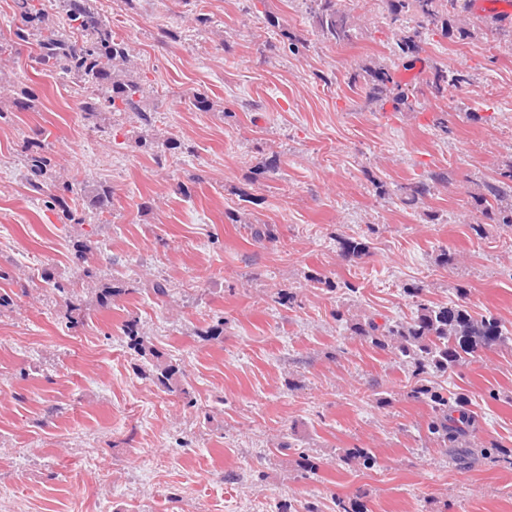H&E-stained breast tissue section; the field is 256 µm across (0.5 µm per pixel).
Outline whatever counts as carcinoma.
Listing matches in <instances>:
<instances>
[{"instance_id":"carcinoma-1","label":"carcinoma","mask_w":512,"mask_h":512,"mask_svg":"<svg viewBox=\"0 0 512 512\" xmlns=\"http://www.w3.org/2000/svg\"><path fill=\"white\" fill-rule=\"evenodd\" d=\"M47 0H13L18 21L9 36L0 33V56L19 52L20 46L35 42V68L72 79L83 88H93L98 94L82 97L78 103L81 116L96 126L108 112H132L144 127H152L154 113L140 106L142 93L134 78L130 45L112 31V22L96 10L93 0H53L56 8L69 22L73 40L65 36L52 22ZM386 25L392 36V56L389 64L371 62L354 75L352 82L364 79L368 102L386 100L394 112H413L420 98L436 101L445 99L448 88L462 87L470 75L444 66L430 67V75L416 88L394 77L393 68L406 66L417 57L420 44L427 34L465 40L478 31L491 33L497 39L512 44V21L505 15H495L477 24L471 19L473 0H383ZM306 11L326 39L337 45L353 42L360 28V17L343 5V0H305ZM138 147L155 158L164 156L181 144L166 139L162 142L142 137ZM26 183L29 191L43 197L45 207L57 212L64 224H83L90 214L102 216L112 207V189L103 185H87L75 190L77 182L53 175L54 165L45 146L29 143L25 154ZM448 183L444 172H431L399 187L403 205L419 207L438 187ZM80 195L81 204L74 205ZM476 209L492 224L512 229V162L501 169L499 176L478 185L473 195ZM340 257L345 261L358 259L369 252V243L339 236L336 238ZM425 285L410 284L403 292L415 300V311L406 319H383L367 315L349 324V330L363 337L372 347L395 356L399 366L413 379L431 372L446 374L476 357L481 351L502 344L512 335L496 316L477 317L466 303L468 290L455 287L457 300L446 305L429 303L421 298ZM125 335L129 346L146 363L137 367L140 377L169 393L181 385L180 369L149 345L129 323ZM413 393L426 399L430 408L426 437L440 448H461L475 437V418L468 409L467 397L461 393L444 396L426 385Z\"/></svg>"}]
</instances>
